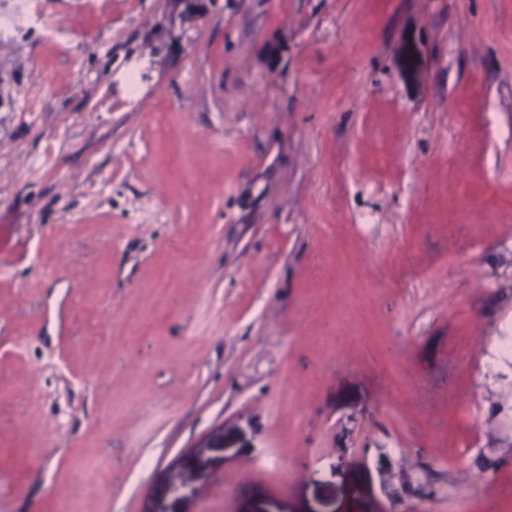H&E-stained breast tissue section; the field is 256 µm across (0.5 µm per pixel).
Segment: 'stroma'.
Wrapping results in <instances>:
<instances>
[{
	"instance_id": "stroma-1",
	"label": "stroma",
	"mask_w": 512,
	"mask_h": 512,
	"mask_svg": "<svg viewBox=\"0 0 512 512\" xmlns=\"http://www.w3.org/2000/svg\"><path fill=\"white\" fill-rule=\"evenodd\" d=\"M0 0V512H512V0Z\"/></svg>"
}]
</instances>
